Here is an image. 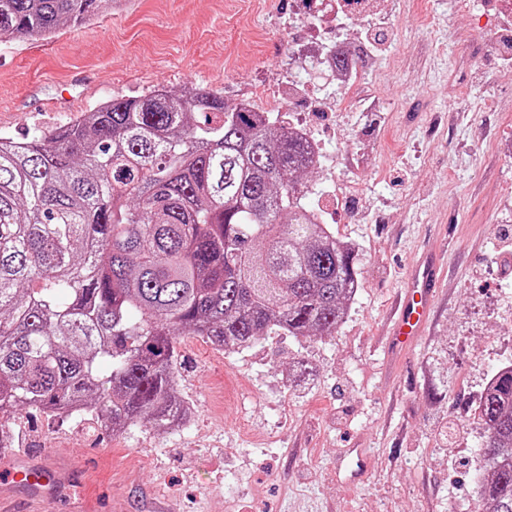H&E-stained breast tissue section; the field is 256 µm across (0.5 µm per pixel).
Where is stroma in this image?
Instances as JSON below:
<instances>
[{
	"mask_svg": "<svg viewBox=\"0 0 512 512\" xmlns=\"http://www.w3.org/2000/svg\"><path fill=\"white\" fill-rule=\"evenodd\" d=\"M302 0H131L44 39L0 41V135L65 124L121 96L211 91L281 109L303 79L291 40ZM388 48L367 71L375 112L300 108L325 144L314 184L355 185L332 228L356 246L361 286L322 339L269 336L225 353L178 339V393L191 422L114 433L84 417L9 419L18 460L71 465L54 499L9 487L13 512H478L485 471L474 410L512 358V70L487 52L459 71L467 23L454 0H385ZM443 255L435 319L405 359L384 348L391 304L422 256ZM373 468L336 480L344 448Z\"/></svg>",
	"mask_w": 512,
	"mask_h": 512,
	"instance_id": "obj_1",
	"label": "stroma"
}]
</instances>
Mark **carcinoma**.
Instances as JSON below:
<instances>
[{"label":"carcinoma","mask_w":512,"mask_h":512,"mask_svg":"<svg viewBox=\"0 0 512 512\" xmlns=\"http://www.w3.org/2000/svg\"><path fill=\"white\" fill-rule=\"evenodd\" d=\"M111 6L0 0V38ZM317 167L279 114L212 92L161 88L0 137V420L65 413L165 433L188 418L180 336L238 352L335 334L359 258L305 203ZM478 413L480 501L512 512V368Z\"/></svg>","instance_id":"1"}]
</instances>
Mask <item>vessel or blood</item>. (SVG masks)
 Wrapping results in <instances>:
<instances>
[{
	"mask_svg": "<svg viewBox=\"0 0 512 512\" xmlns=\"http://www.w3.org/2000/svg\"><path fill=\"white\" fill-rule=\"evenodd\" d=\"M437 273L438 263L433 259L410 271L407 285L401 291L391 316L388 333L391 352L410 350L423 335L433 308ZM371 468L372 457L368 449L347 448L336 459V478L342 484L354 487L365 480ZM9 478L40 498L55 495L68 481L63 471L26 464L12 466Z\"/></svg>",
	"mask_w": 512,
	"mask_h": 512,
	"instance_id": "obj_1",
	"label": "vessel or blood"
}]
</instances>
